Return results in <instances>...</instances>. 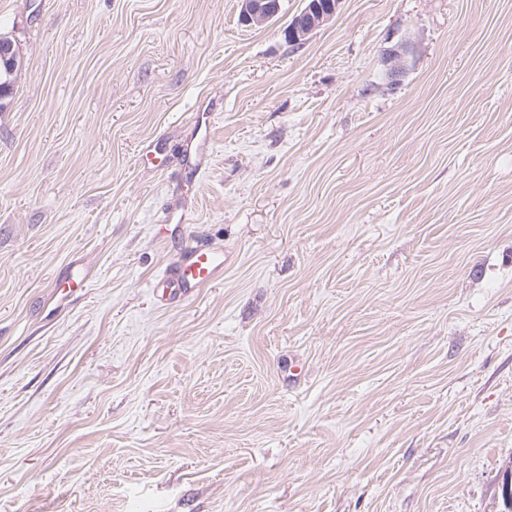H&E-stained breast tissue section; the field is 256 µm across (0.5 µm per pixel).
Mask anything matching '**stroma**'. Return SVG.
Returning <instances> with one entry per match:
<instances>
[{"label": "stroma", "mask_w": 512, "mask_h": 512, "mask_svg": "<svg viewBox=\"0 0 512 512\" xmlns=\"http://www.w3.org/2000/svg\"><path fill=\"white\" fill-rule=\"evenodd\" d=\"M304 5L0 0V512H498L512 0ZM184 236L224 277L159 301ZM238 5L241 23L250 27L268 24L280 11L279 0H239ZM305 0L306 5L297 16L296 23L287 26L288 41L303 43L317 28L329 22L340 9L342 0ZM211 113L209 112H198L196 114V121L193 128V134L189 142L185 145V149L183 150V159L187 164L195 165L196 158H201L204 154L203 144L197 142L196 139V131L197 128L199 130L203 126H206L210 123Z\"/></svg>", "instance_id": "35a3bbf8"}]
</instances>
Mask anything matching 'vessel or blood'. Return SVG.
Listing matches in <instances>:
<instances>
[{
	"instance_id": "1",
	"label": "vessel or blood",
	"mask_w": 512,
	"mask_h": 512,
	"mask_svg": "<svg viewBox=\"0 0 512 512\" xmlns=\"http://www.w3.org/2000/svg\"><path fill=\"white\" fill-rule=\"evenodd\" d=\"M178 260L157 285L167 297H189L196 291L215 285L224 275L223 253L197 243H178Z\"/></svg>"
}]
</instances>
